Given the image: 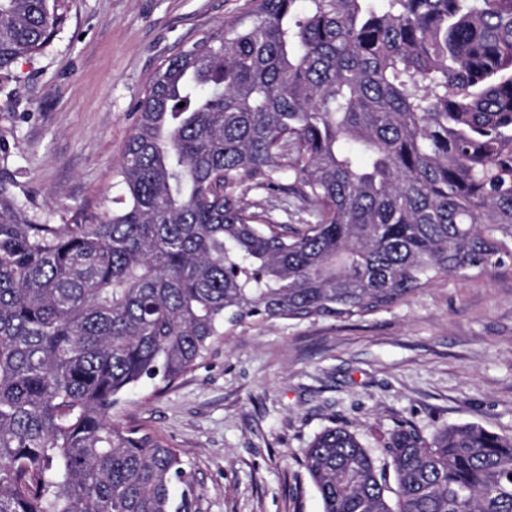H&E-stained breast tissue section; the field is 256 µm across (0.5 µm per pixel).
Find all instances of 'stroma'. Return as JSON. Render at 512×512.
<instances>
[{"label": "stroma", "mask_w": 512, "mask_h": 512, "mask_svg": "<svg viewBox=\"0 0 512 512\" xmlns=\"http://www.w3.org/2000/svg\"><path fill=\"white\" fill-rule=\"evenodd\" d=\"M248 6L57 0L45 46L0 70V177L29 216L92 224L111 212L154 73ZM112 417L178 449L196 512H323L302 461L325 428H347L381 463L378 437L403 424L512 435V260L349 321L237 328L162 394L127 393Z\"/></svg>", "instance_id": "35a3bbf8"}]
</instances>
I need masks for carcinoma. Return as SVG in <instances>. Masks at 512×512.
Here are the masks:
<instances>
[{
	"mask_svg": "<svg viewBox=\"0 0 512 512\" xmlns=\"http://www.w3.org/2000/svg\"><path fill=\"white\" fill-rule=\"evenodd\" d=\"M52 0H0V69ZM184 106H179V103ZM94 224L0 180V512H195L178 449L112 419L251 323L388 311L512 255V0H250L153 76ZM313 206L300 230L242 187ZM319 433L323 512H512V436ZM394 485H389L388 476Z\"/></svg>",
	"mask_w": 512,
	"mask_h": 512,
	"instance_id": "cac0c4a2",
	"label": "carcinoma"
}]
</instances>
